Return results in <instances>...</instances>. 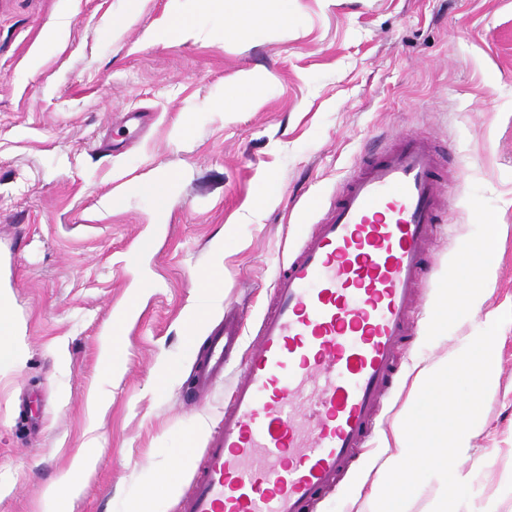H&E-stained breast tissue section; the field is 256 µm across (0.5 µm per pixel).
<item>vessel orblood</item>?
<instances>
[{"label":"vessel or blood","instance_id":"b4317fda","mask_svg":"<svg viewBox=\"0 0 512 512\" xmlns=\"http://www.w3.org/2000/svg\"><path fill=\"white\" fill-rule=\"evenodd\" d=\"M435 146L397 136L364 157L273 284L250 345L235 311L191 377L206 398L241 360L178 512H312L375 435L447 203Z\"/></svg>","mask_w":512,"mask_h":512}]
</instances>
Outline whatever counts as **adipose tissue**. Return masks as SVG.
<instances>
[{
  "label": "adipose tissue",
  "mask_w": 512,
  "mask_h": 512,
  "mask_svg": "<svg viewBox=\"0 0 512 512\" xmlns=\"http://www.w3.org/2000/svg\"><path fill=\"white\" fill-rule=\"evenodd\" d=\"M214 11L223 13L229 24L225 35L240 39L255 22L268 23L273 29H287L294 21V12L288 7V0H208ZM498 232L496 225L485 227V234L479 240L476 250L470 256L469 268L453 264L448 269V292L442 295L435 307L433 327H440L456 317L457 307L477 311L486 284L494 269ZM192 460L189 449H180L176 462L170 468L152 476L148 488L141 495L131 499L126 512H160L159 504L177 491L181 474ZM94 450H87L79 465L63 472L44 491L48 512H68L70 497L82 485L87 472L94 466Z\"/></svg>",
  "instance_id": "adipose-tissue-1"
}]
</instances>
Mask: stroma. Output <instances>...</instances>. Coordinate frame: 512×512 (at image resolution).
Wrapping results in <instances>:
<instances>
[{"label":"stroma","mask_w":512,"mask_h":512,"mask_svg":"<svg viewBox=\"0 0 512 512\" xmlns=\"http://www.w3.org/2000/svg\"><path fill=\"white\" fill-rule=\"evenodd\" d=\"M177 6L201 35L146 41ZM295 23H257L240 40L207 0H0V289L25 350L0 366V512H43L46 486L87 449L97 463L71 512H124L189 445L201 459L224 418V381L186 405L196 355L238 308L247 331L281 263L371 148L416 133L442 151L448 209L431 249L416 334L361 465L315 512H374L375 482L421 369L512 309V0H294ZM252 73L259 102L215 110ZM172 175L173 204L135 189ZM117 203L103 208L106 196ZM499 225L496 277L479 312L433 332L456 244ZM233 240L223 243L224 233ZM152 249L127 263L140 239ZM219 300L189 325L201 280ZM151 286L133 289L139 275ZM125 314V370L107 377L100 343ZM500 376L457 467L458 512L494 499L512 512V322L498 332ZM179 377L159 383L162 361ZM106 405L90 417L87 396Z\"/></svg>","instance_id":"stroma-1"}]
</instances>
